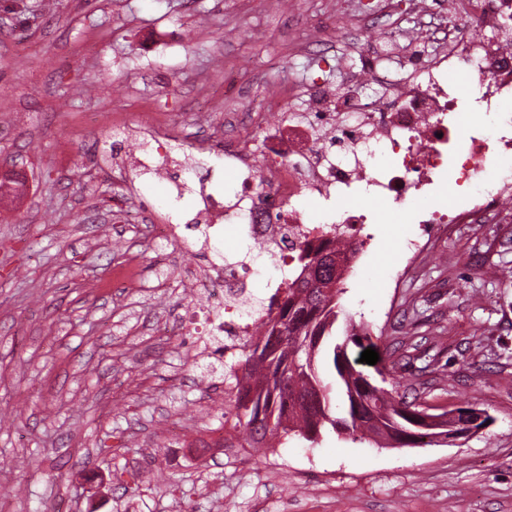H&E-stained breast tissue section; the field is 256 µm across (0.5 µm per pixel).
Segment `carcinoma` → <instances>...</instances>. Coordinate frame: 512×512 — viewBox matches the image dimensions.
Returning a JSON list of instances; mask_svg holds the SVG:
<instances>
[{
  "label": "carcinoma",
  "mask_w": 512,
  "mask_h": 512,
  "mask_svg": "<svg viewBox=\"0 0 512 512\" xmlns=\"http://www.w3.org/2000/svg\"><path fill=\"white\" fill-rule=\"evenodd\" d=\"M324 246L299 245L288 278L271 297L260 335L244 344L242 367L225 378L237 390L235 425L251 448L294 436L313 446L326 430L379 448H417L400 436L422 404L408 400L403 377L378 387L355 367L348 349L364 347V325L341 304L347 262L362 243L344 224L324 226Z\"/></svg>",
  "instance_id": "obj_1"
}]
</instances>
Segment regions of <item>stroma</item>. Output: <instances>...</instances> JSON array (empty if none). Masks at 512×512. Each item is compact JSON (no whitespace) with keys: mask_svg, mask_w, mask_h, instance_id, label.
<instances>
[{"mask_svg":"<svg viewBox=\"0 0 512 512\" xmlns=\"http://www.w3.org/2000/svg\"><path fill=\"white\" fill-rule=\"evenodd\" d=\"M415 0H0V163L24 167L0 194V512H512V223L452 224L443 237L384 199L371 213L343 305L376 364L438 413L469 402L490 418L465 442L375 448L328 431L249 448L224 412V367L182 343L192 308L182 263L248 268L269 300L284 270L232 225L197 229L200 188L233 185L199 154L215 128L283 85L287 115L318 88L343 93L370 69L403 81L412 63L376 37H413ZM245 96L221 93L225 75ZM119 115L162 121L194 168L157 177L126 159ZM172 219L153 239L127 211ZM430 247L397 277L408 240ZM132 264L139 284L109 288Z\"/></svg>","mask_w":512,"mask_h":512,"instance_id":"stroma-1","label":"stroma"}]
</instances>
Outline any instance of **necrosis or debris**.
<instances>
[{
	"mask_svg": "<svg viewBox=\"0 0 512 512\" xmlns=\"http://www.w3.org/2000/svg\"><path fill=\"white\" fill-rule=\"evenodd\" d=\"M448 11L453 23L415 77L390 83L372 72L380 97L365 96L356 84L339 97L321 94L286 128L276 114L291 94L287 88L255 110L237 113L224 130V162L239 172L237 194L227 202L202 192L204 224L235 225L264 252L282 255L294 243L289 228L313 223L305 200L360 189L413 212L419 224H498L512 217V175L499 173L494 185L485 183L489 169L512 158V131L498 134L479 119H466L456 91L457 83L474 84L481 112H497L512 98V0H448ZM489 28L497 29V38H486ZM243 127L287 130L291 153L266 156L237 145ZM460 136L468 148L451 170L456 186L467 192L447 212L430 209L423 200L440 189L448 149ZM238 277L229 264L204 278L185 269L196 289V314L219 317L213 333L221 341L209 349L219 361L241 352L262 321L256 314L241 322L246 293L231 286Z\"/></svg>",
	"mask_w": 512,
	"mask_h": 512,
	"instance_id": "4bbe7bcc",
	"label": "necrosis or debris"
}]
</instances>
